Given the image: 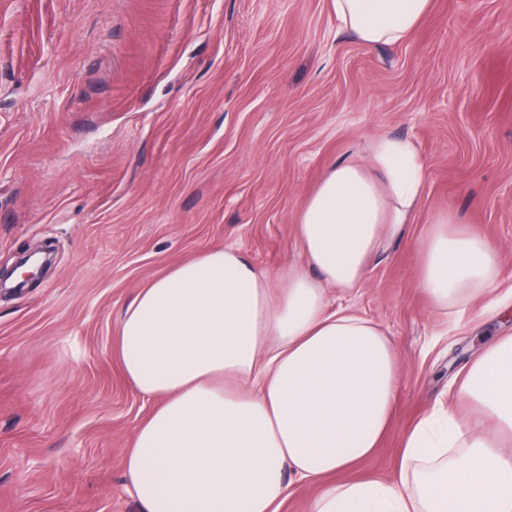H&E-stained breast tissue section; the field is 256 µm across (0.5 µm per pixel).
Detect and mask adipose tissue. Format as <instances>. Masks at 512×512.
Here are the masks:
<instances>
[{
    "instance_id": "1",
    "label": "adipose tissue",
    "mask_w": 512,
    "mask_h": 512,
    "mask_svg": "<svg viewBox=\"0 0 512 512\" xmlns=\"http://www.w3.org/2000/svg\"><path fill=\"white\" fill-rule=\"evenodd\" d=\"M432 0H331L368 46L403 43ZM370 160L331 163L294 215L299 259L277 274L240 249L172 266L127 303L114 345L123 374L154 404L123 458L141 512H279L293 483L320 486L310 512H512V334L452 384L490 419L474 430L438 402L404 434L390 480L351 478L380 448L398 397L385 329L329 290L362 288L371 261L403 236L422 196L416 145L380 136ZM433 218L419 283L432 305L464 311L492 294L499 251Z\"/></svg>"
}]
</instances>
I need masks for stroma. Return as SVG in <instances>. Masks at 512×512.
<instances>
[{
	"label": "stroma",
	"mask_w": 512,
	"mask_h": 512,
	"mask_svg": "<svg viewBox=\"0 0 512 512\" xmlns=\"http://www.w3.org/2000/svg\"><path fill=\"white\" fill-rule=\"evenodd\" d=\"M379 135L413 141L414 222L352 302L399 358L391 432L357 476L395 477L403 433L512 304L464 317L418 284L430 220L500 252L512 284V0H433L409 39L369 47L331 0H0V512H139L122 459L151 404L112 351L123 307L221 246L297 261L293 216L326 167Z\"/></svg>",
	"instance_id": "35a3bbf8"
}]
</instances>
